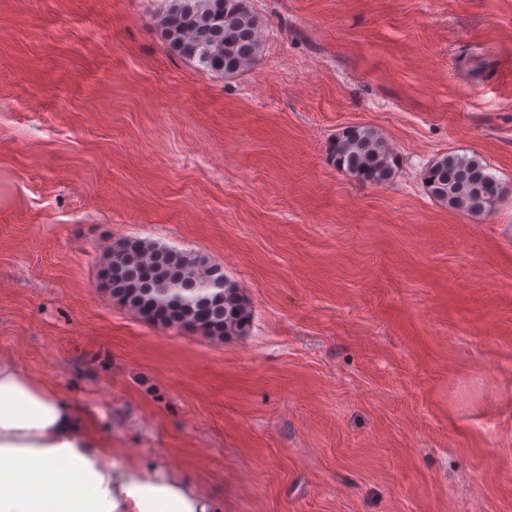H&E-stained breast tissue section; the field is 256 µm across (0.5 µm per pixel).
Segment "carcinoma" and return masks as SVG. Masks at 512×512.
Segmentation results:
<instances>
[{"mask_svg": "<svg viewBox=\"0 0 512 512\" xmlns=\"http://www.w3.org/2000/svg\"><path fill=\"white\" fill-rule=\"evenodd\" d=\"M262 19L249 0H165L160 34L174 54L225 76L261 57ZM329 160L361 183L382 186L398 158L383 137L352 127L328 146ZM429 195L450 209L489 212L502 187L476 156L445 154L423 171ZM99 283L144 319L219 339L243 336L252 319L242 288L199 255L140 239L119 238L107 251Z\"/></svg>", "mask_w": 512, "mask_h": 512, "instance_id": "carcinoma-1", "label": "carcinoma"}]
</instances>
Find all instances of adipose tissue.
I'll return each instance as SVG.
<instances>
[{"label":"adipose tissue","mask_w":512,"mask_h":512,"mask_svg":"<svg viewBox=\"0 0 512 512\" xmlns=\"http://www.w3.org/2000/svg\"><path fill=\"white\" fill-rule=\"evenodd\" d=\"M0 512H216L156 462L121 460L87 411L0 356Z\"/></svg>","instance_id":"ef3b65f1"}]
</instances>
